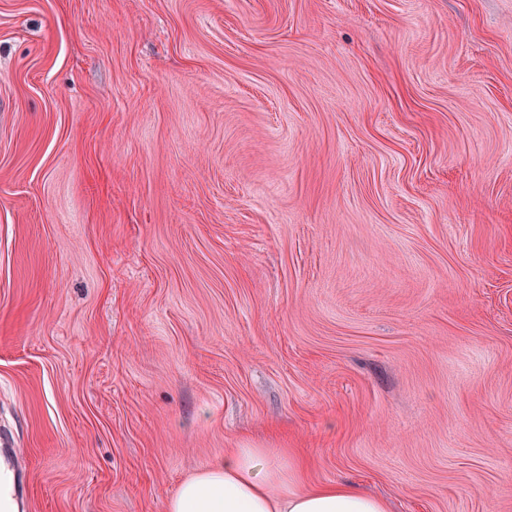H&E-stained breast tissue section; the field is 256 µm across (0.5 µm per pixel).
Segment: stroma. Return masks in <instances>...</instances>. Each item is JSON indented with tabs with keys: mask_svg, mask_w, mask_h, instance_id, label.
<instances>
[{
	"mask_svg": "<svg viewBox=\"0 0 512 512\" xmlns=\"http://www.w3.org/2000/svg\"><path fill=\"white\" fill-rule=\"evenodd\" d=\"M0 431L29 512H512V0H0ZM301 468L271 448H232L183 481L168 512H390L346 483L303 487Z\"/></svg>",
	"mask_w": 512,
	"mask_h": 512,
	"instance_id": "obj_1",
	"label": "stroma"
}]
</instances>
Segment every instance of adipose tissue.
<instances>
[{"mask_svg":"<svg viewBox=\"0 0 512 512\" xmlns=\"http://www.w3.org/2000/svg\"><path fill=\"white\" fill-rule=\"evenodd\" d=\"M300 469L270 448H234L183 481L168 512H389L346 483L303 486Z\"/></svg>","mask_w":512,"mask_h":512,"instance_id":"1","label":"adipose tissue"}]
</instances>
